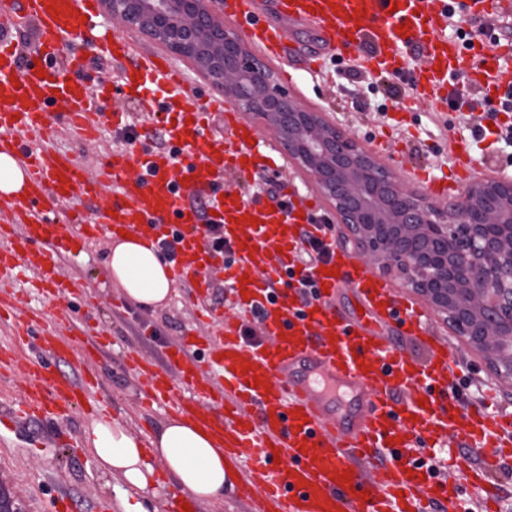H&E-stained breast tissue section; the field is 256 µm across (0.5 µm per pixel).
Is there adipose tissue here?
Masks as SVG:
<instances>
[{
  "instance_id": "obj_1",
  "label": "adipose tissue",
  "mask_w": 512,
  "mask_h": 512,
  "mask_svg": "<svg viewBox=\"0 0 512 512\" xmlns=\"http://www.w3.org/2000/svg\"><path fill=\"white\" fill-rule=\"evenodd\" d=\"M107 265L137 307L153 311L169 299L171 268L144 236L114 238ZM84 444L97 466L112 476L118 512H162L164 500L156 486L160 469L175 490L202 508L223 502L232 487L221 444L179 414L159 422L144 438L118 421L99 419L86 429Z\"/></svg>"
}]
</instances>
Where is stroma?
I'll return each mask as SVG.
<instances>
[{
  "mask_svg": "<svg viewBox=\"0 0 512 512\" xmlns=\"http://www.w3.org/2000/svg\"><path fill=\"white\" fill-rule=\"evenodd\" d=\"M283 42L281 57L268 56L264 62L309 110L323 113L330 122L350 130L383 164L419 192L427 190L424 175L440 178L451 173L455 160L450 141L463 122L461 113L450 112L439 118L423 103L408 110L385 103L382 76L364 73L352 78L354 64L350 61L328 58L320 72H310L308 58L316 43L307 27H288ZM53 143L88 166L123 147L109 130L83 143L60 129ZM267 181L279 194L295 190L322 207L330 205L312 179L289 162L279 168L258 170L253 179L242 182L241 190L253 194L254 184ZM109 245L104 236L88 242L83 258L69 268V275L87 287H96L98 281L110 275L105 265ZM14 290L36 326L61 323L62 315L48 303L44 289L22 279ZM223 305L224 286L220 283L211 288L200 305L195 302L194 290L173 287L168 305L154 312L126 304L118 290L100 297L94 309L85 307L82 300H73L70 313L75 320L99 324L105 333L106 345L96 356L95 368L100 378L98 395L111 402L113 419L133 432L148 434L169 416V409L151 405L140 394L143 380L130 369L127 353L136 350L158 358L168 344L180 339L202 345L207 339L218 338V331L201 310ZM433 324L437 333L453 344L454 365L473 385L458 403V410L479 404L485 392L490 391L494 394V409L512 413V381L500 378L484 354L466 345L443 319L434 318ZM93 419L87 409L79 408L57 430L31 420L0 431V496L23 512H54L61 497L70 500L73 512H116L113 479L97 468L83 445L84 432Z\"/></svg>",
  "mask_w": 512,
  "mask_h": 512,
  "instance_id": "35a3bbf8",
  "label": "stroma"
}]
</instances>
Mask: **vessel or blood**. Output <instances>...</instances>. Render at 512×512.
Masks as SVG:
<instances>
[{"label": "vessel or blood", "mask_w": 512, "mask_h": 512, "mask_svg": "<svg viewBox=\"0 0 512 512\" xmlns=\"http://www.w3.org/2000/svg\"><path fill=\"white\" fill-rule=\"evenodd\" d=\"M480 17L485 33L470 46L448 38L449 10ZM224 12L250 19L247 36L271 53L282 47L281 22H304L342 59L398 75L415 99L450 110L460 80L497 95L512 92V52L498 33L512 18V0H276L275 19L261 18L253 0H224ZM35 29L39 63L21 65L13 37L21 22ZM98 0H0V154L19 159L27 178L19 196H0V275L34 274L50 302L74 298L63 278L76 260V240L142 231L161 240L181 233L175 281L210 290L223 270L224 322L206 349L172 346L168 366L136 361L152 402H167L224 441V455L246 496L247 512H459L458 489L430 464L427 449L465 446L500 457L512 446V413L478 406L458 413L453 348L436 335L426 312L373 276L355 256L326 240L327 254L304 263V234L318 223L313 207L290 194L287 207L247 198L233 181L264 167L273 146L233 109L226 137L207 132L186 71L169 58L142 52L110 36ZM92 35L94 54L118 58L123 86L136 87L139 117L161 124L167 150L113 152L89 173L67 152L47 146L48 112L60 124L95 128V93L71 82L85 58L64 53L69 36ZM421 50L409 67L406 47ZM456 166L470 172L493 164L475 154L473 139L453 138ZM111 188L112 203L93 222L69 232L59 203L74 205ZM224 227L232 253L221 263L210 224ZM311 281L284 287L289 271ZM351 290L359 312L335 302ZM397 329L402 339L390 337ZM40 355L24 360V394L0 410V427L36 419L57 423L98 387L97 375L76 382L52 361L69 354L85 363L87 350L43 328L26 334ZM424 350L415 356L405 346Z\"/></svg>", "instance_id": "vessel-or-blood-1"}]
</instances>
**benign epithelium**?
Segmentation results:
<instances>
[{
	"mask_svg": "<svg viewBox=\"0 0 512 512\" xmlns=\"http://www.w3.org/2000/svg\"><path fill=\"white\" fill-rule=\"evenodd\" d=\"M105 12L189 60L224 101L263 119L332 201L357 255L401 273L512 380V178L473 181L440 208L351 133L305 108L220 15L223 0H101ZM459 226L462 236L448 231Z\"/></svg>",
	"mask_w": 512,
	"mask_h": 512,
	"instance_id": "obj_1",
	"label": "benign epithelium"
}]
</instances>
